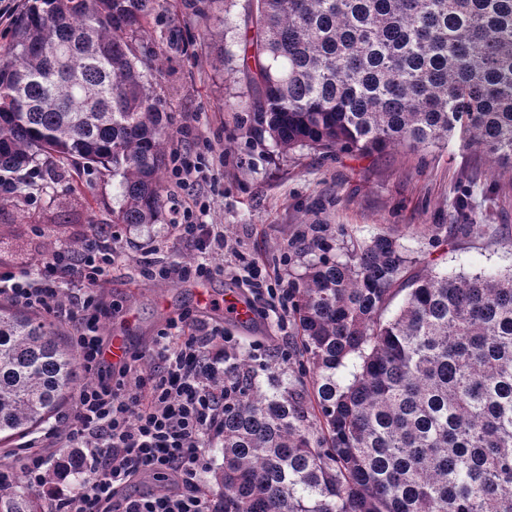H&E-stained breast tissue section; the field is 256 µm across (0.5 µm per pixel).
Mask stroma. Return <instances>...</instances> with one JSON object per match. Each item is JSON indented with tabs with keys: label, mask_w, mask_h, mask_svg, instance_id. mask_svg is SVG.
I'll use <instances>...</instances> for the list:
<instances>
[{
	"label": "stroma",
	"mask_w": 512,
	"mask_h": 512,
	"mask_svg": "<svg viewBox=\"0 0 512 512\" xmlns=\"http://www.w3.org/2000/svg\"><path fill=\"white\" fill-rule=\"evenodd\" d=\"M250 0H160L144 42L151 53L145 70L170 119L168 151L200 160L192 186L166 182L155 223L116 224L112 212L121 199L117 182L104 168L43 165L34 188L0 200V270L32 272L46 246L74 248L93 229L108 225L120 258L101 292L100 322L105 336L129 339L140 367L155 364L146 353L169 320L182 316L223 328L225 368L238 359L265 353L255 365L262 388L298 382L295 364L275 357L284 337L264 300L254 299L256 318L239 324L223 309H205L198 291L214 299L248 295L245 261L270 277L291 280L301 273L290 245L309 224L323 228L334 248L352 247L383 233L399 235L417 269L455 275L512 271V173L452 141L440 149L391 148L360 155L303 149L283 152L270 140L246 133L244 85L238 63V33ZM207 10L210 33L198 25ZM209 201L206 223L224 233L218 269L206 278L175 283L146 279L139 270L155 259L185 262L196 251L177 236V205L192 198ZM451 224H473L469 237L449 238Z\"/></svg>",
	"instance_id": "obj_1"
}]
</instances>
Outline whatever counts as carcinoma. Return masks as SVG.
I'll list each match as a JSON object with an SVG mask.
<instances>
[{
	"mask_svg": "<svg viewBox=\"0 0 512 512\" xmlns=\"http://www.w3.org/2000/svg\"><path fill=\"white\" fill-rule=\"evenodd\" d=\"M158 6L25 0L0 53V181L42 157L108 166L113 222L155 223L170 123L138 62ZM242 42L248 131L284 152L457 138L512 167V0H255ZM299 241L322 252L290 288L309 381L266 392L244 359L224 377V512H512V274L414 273L391 233L336 257ZM79 369L54 322L0 303V442L55 416ZM84 471L71 453L47 488ZM41 498L19 478L0 512Z\"/></svg>",
	"mask_w": 512,
	"mask_h": 512,
	"instance_id": "carcinoma-1",
	"label": "carcinoma"
}]
</instances>
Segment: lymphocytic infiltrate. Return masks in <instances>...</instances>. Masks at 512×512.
I'll return each mask as SVG.
<instances>
[{"mask_svg": "<svg viewBox=\"0 0 512 512\" xmlns=\"http://www.w3.org/2000/svg\"><path fill=\"white\" fill-rule=\"evenodd\" d=\"M207 211L202 202L185 206L177 226L203 257L217 237L202 220ZM117 258L106 234L85 248L55 251L36 273L0 272V297L69 321L79 362L93 376L74 394L65 433L87 462L86 478L73 490H47L51 459L32 438L22 444L26 485L44 493L45 512H223L206 485L205 450L224 434V392L213 385L224 372V337L172 320L155 342L156 373L142 375L134 359L106 365L98 286ZM144 474L163 479L165 489L126 495Z\"/></svg>", "mask_w": 512, "mask_h": 512, "instance_id": "lymphocytic-infiltrate-1", "label": "lymphocytic infiltrate"}]
</instances>
